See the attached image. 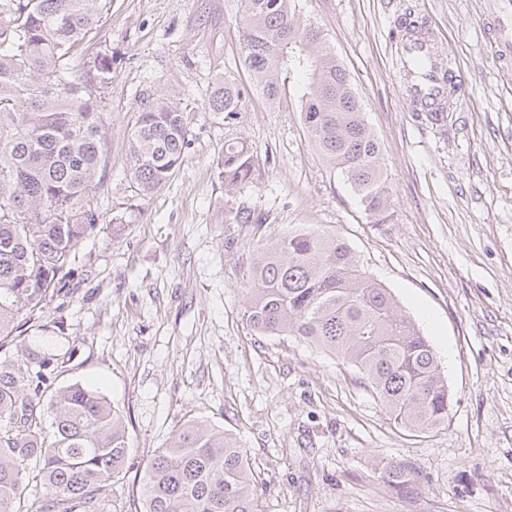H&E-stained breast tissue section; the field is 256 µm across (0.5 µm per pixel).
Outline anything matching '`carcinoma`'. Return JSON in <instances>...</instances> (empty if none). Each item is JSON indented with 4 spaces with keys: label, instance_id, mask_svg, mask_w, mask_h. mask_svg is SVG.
<instances>
[{
    "label": "carcinoma",
    "instance_id": "cac0c4a2",
    "mask_svg": "<svg viewBox=\"0 0 512 512\" xmlns=\"http://www.w3.org/2000/svg\"><path fill=\"white\" fill-rule=\"evenodd\" d=\"M111 0H0V350L28 330L65 287L69 259L98 222L88 200L105 177L109 113L101 89L112 61L75 75L80 46ZM241 52L270 100L303 77V125L326 161L379 221L389 210L382 149L344 66L296 0H242ZM248 89L224 79L209 111L232 119ZM127 170L144 197L182 166L189 129L168 96L146 102L128 138ZM225 191L251 181L253 155L224 143ZM230 224L262 225L240 204ZM243 319L258 336H294L354 366L394 424L426 433L448 426V381L433 347L389 289L363 273L348 244L296 227L256 242L241 287ZM54 360L24 348L0 359V512H112V486L131 458L119 408L79 382L55 384ZM403 461L380 469L397 492L421 486ZM258 485L237 439L189 420L144 462L134 512H260Z\"/></svg>",
    "mask_w": 512,
    "mask_h": 512
}]
</instances>
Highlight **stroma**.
I'll return each mask as SVG.
<instances>
[{"mask_svg": "<svg viewBox=\"0 0 512 512\" xmlns=\"http://www.w3.org/2000/svg\"><path fill=\"white\" fill-rule=\"evenodd\" d=\"M485 0H298L346 68L381 145L390 216L376 223L309 138L297 79L271 101L241 61V0H112L75 62L112 60L100 220L66 288L35 311L26 347L64 361L57 378L99 388L124 417L131 468L114 499L138 498L139 464L185 421L236 436L263 512H512V71L486 46ZM427 17L462 76L446 125L408 112L396 77L398 14ZM251 89L235 119L209 112L224 78ZM173 96L190 130L181 168L142 196L127 172L141 103ZM245 142L252 180L227 195L217 161ZM263 214L233 224L231 203ZM325 227L389 288L442 362L445 429L397 428L353 366L291 336H256L240 284L251 246ZM234 248H227V241ZM420 469L421 490L385 489L379 467Z\"/></svg>", "mask_w": 512, "mask_h": 512, "instance_id": "35a3bbf8", "label": "stroma"}]
</instances>
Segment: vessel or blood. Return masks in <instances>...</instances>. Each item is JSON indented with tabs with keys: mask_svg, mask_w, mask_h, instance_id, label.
<instances>
[{
	"mask_svg": "<svg viewBox=\"0 0 512 512\" xmlns=\"http://www.w3.org/2000/svg\"><path fill=\"white\" fill-rule=\"evenodd\" d=\"M396 70L402 98L410 111L425 114L433 123H444L459 91L460 74L452 58L434 46L430 22L397 16ZM498 37L489 51L502 65L512 64V26L495 18Z\"/></svg>",
	"mask_w": 512,
	"mask_h": 512,
	"instance_id": "1",
	"label": "vessel or blood"
}]
</instances>
